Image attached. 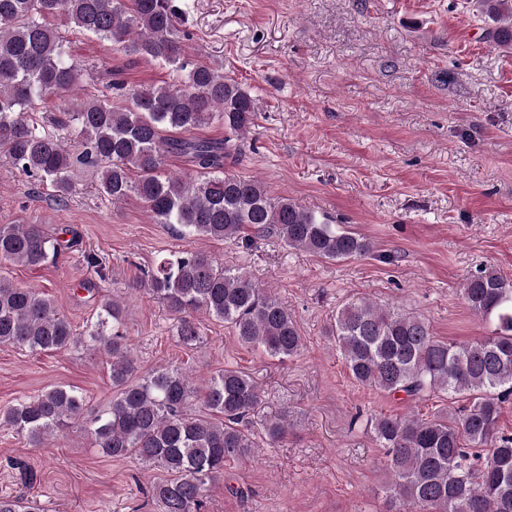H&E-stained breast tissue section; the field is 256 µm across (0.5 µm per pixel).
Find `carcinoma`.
Masks as SVG:
<instances>
[{"instance_id": "cac0c4a2", "label": "carcinoma", "mask_w": 512, "mask_h": 512, "mask_svg": "<svg viewBox=\"0 0 512 512\" xmlns=\"http://www.w3.org/2000/svg\"><path fill=\"white\" fill-rule=\"evenodd\" d=\"M480 5L491 22L486 37L512 49V0ZM183 13L178 0H0V155L19 175L50 183L60 201L70 194L76 165L95 166L112 203L134 195L157 223L182 234L232 240L250 231L331 261L370 253L367 239L272 197L260 180L224 174V161L234 158L231 137L250 130L257 103L224 76L223 66L189 60L178 29ZM58 14L74 34L164 64L179 84L128 90L115 78L109 89L122 93L119 102L110 94L77 95L88 68L47 23ZM65 94L73 106L65 118H36L38 105ZM49 123L56 132L46 129ZM214 123L230 136L194 135ZM170 156L188 168L164 170ZM76 245V238L53 237L41 224L0 225V264L36 267ZM135 288L176 317L186 346L203 344L197 316L205 315L230 325L240 344L281 362L302 348L280 299L206 251L162 259ZM463 297L473 313L495 323L490 335L442 341L425 319L366 299L345 304L329 327L357 383L411 400L448 397V408L431 417L370 419L385 450L387 512H512V435L499 428L502 404L512 399V280L478 269L466 279ZM123 322V303L107 298L78 333L45 293L0 278L1 345L33 353L98 349L110 359L112 381L111 402L89 420L83 396L57 386L1 407L0 427L42 448L83 423L101 454L134 457L143 468L167 474L149 490L161 512H205L208 486L224 477V465L251 455V415L261 405V388L228 367L200 387L178 367L142 373ZM459 401L465 405L458 410ZM260 425L273 443L288 433V419L280 415Z\"/></svg>"}]
</instances>
